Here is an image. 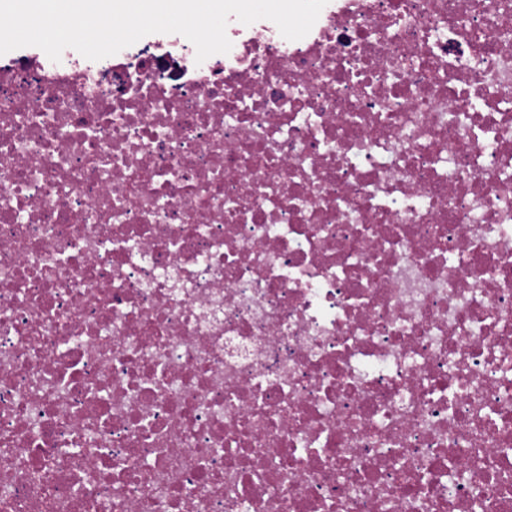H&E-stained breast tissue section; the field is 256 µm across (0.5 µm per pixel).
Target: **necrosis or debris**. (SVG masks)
I'll use <instances>...</instances> for the list:
<instances>
[{
    "label": "necrosis or debris",
    "mask_w": 512,
    "mask_h": 512,
    "mask_svg": "<svg viewBox=\"0 0 512 512\" xmlns=\"http://www.w3.org/2000/svg\"><path fill=\"white\" fill-rule=\"evenodd\" d=\"M0 55V512H512V0Z\"/></svg>",
    "instance_id": "1"
}]
</instances>
